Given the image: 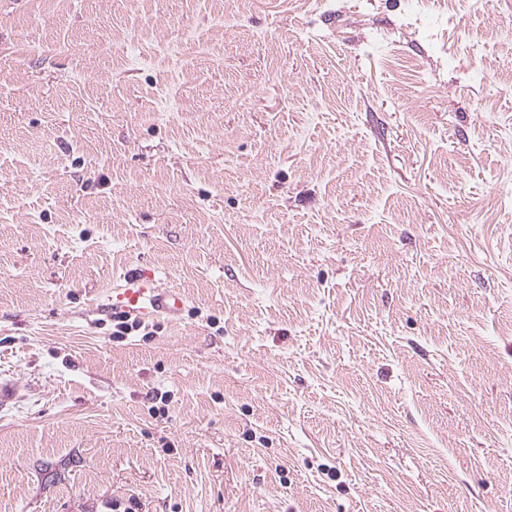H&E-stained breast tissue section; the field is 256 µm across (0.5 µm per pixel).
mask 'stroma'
<instances>
[{"instance_id": "35a3bbf8", "label": "stroma", "mask_w": 512, "mask_h": 512, "mask_svg": "<svg viewBox=\"0 0 512 512\" xmlns=\"http://www.w3.org/2000/svg\"><path fill=\"white\" fill-rule=\"evenodd\" d=\"M0 379V512H512V0H0ZM120 300L133 310L143 314L166 312L175 314L183 307V300L174 293L160 292L143 283L138 288H127L119 294Z\"/></svg>"}]
</instances>
